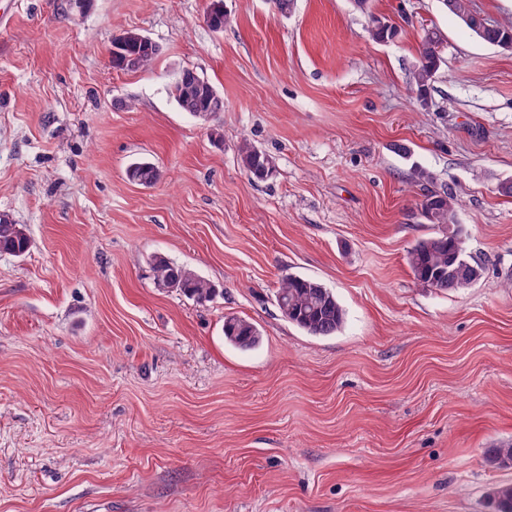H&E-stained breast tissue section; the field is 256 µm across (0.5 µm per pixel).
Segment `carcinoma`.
Returning <instances> with one entry per match:
<instances>
[{
    "instance_id": "1",
    "label": "carcinoma",
    "mask_w": 512,
    "mask_h": 512,
    "mask_svg": "<svg viewBox=\"0 0 512 512\" xmlns=\"http://www.w3.org/2000/svg\"><path fill=\"white\" fill-rule=\"evenodd\" d=\"M449 13L456 16L480 40L492 44L507 36L512 37V22L484 26L483 19L473 12L469 0H441ZM209 27L224 30L231 22L224 12V0H209L205 12ZM370 37L378 42L393 40L398 29L385 19L376 20L368 28ZM440 33L427 29L421 38L418 57L412 77L417 86L418 100L427 99L428 90L439 67L436 66ZM158 57L151 50L143 34L127 31L114 39L109 63L116 71H137L149 67ZM170 94L180 110L193 117L209 118L224 111V97L213 84L195 69H179ZM243 170L252 178L267 180L276 172V166L267 153L243 140L238 149ZM130 180L151 186L161 179V171L152 162L133 163L127 170ZM456 199L446 191H434L420 203V214L429 224L446 227L454 223ZM29 249V238L12 215L0 213V252L22 256ZM408 264L416 282L424 288L439 291L471 287L483 276L485 265L467 254L459 237L446 231L438 236L418 241L408 252ZM153 272L157 282L167 288H176L196 300L208 301L216 289L209 280L182 265L164 257L154 259ZM277 305L283 316L311 336H331L343 325L345 310L336 295L321 283L289 274L281 279L276 294ZM224 338L241 349H251L259 343L255 325L234 315L224 317ZM486 460L499 466L512 465V441L502 442L487 449ZM491 512H512V483L496 484L485 495Z\"/></svg>"
}]
</instances>
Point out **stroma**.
<instances>
[{"label":"stroma","instance_id":"obj_1","mask_svg":"<svg viewBox=\"0 0 512 512\" xmlns=\"http://www.w3.org/2000/svg\"><path fill=\"white\" fill-rule=\"evenodd\" d=\"M17 0L0 32V212L30 248L0 254V512H488L512 467V51L440 0ZM401 29L373 41L371 16ZM444 62L420 108L425 30ZM161 53L115 71L116 36ZM224 97L181 112L175 72ZM220 128L221 144L210 133ZM274 179L242 169V140ZM162 179L127 177L139 160ZM457 198L471 288L420 287L419 204ZM216 288L160 286L152 261ZM345 311L315 337L276 303L281 277ZM253 323L240 350L224 318ZM238 153L241 166L250 177L263 181L271 178L276 172L271 156L248 140L242 141Z\"/></svg>","mask_w":512,"mask_h":512}]
</instances>
